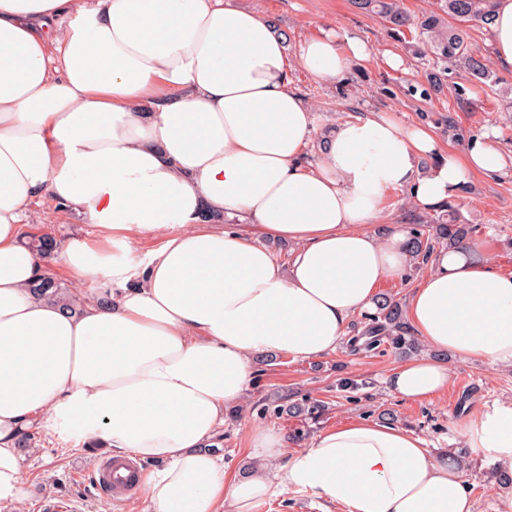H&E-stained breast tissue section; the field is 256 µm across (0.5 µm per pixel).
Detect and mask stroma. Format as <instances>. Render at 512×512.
I'll list each match as a JSON object with an SVG mask.
<instances>
[{
  "instance_id": "obj_1",
  "label": "stroma",
  "mask_w": 512,
  "mask_h": 512,
  "mask_svg": "<svg viewBox=\"0 0 512 512\" xmlns=\"http://www.w3.org/2000/svg\"><path fill=\"white\" fill-rule=\"evenodd\" d=\"M254 10L288 39L289 47L327 31L337 37H357L370 48L366 60L351 61L343 78L327 82L303 69H292L289 80L313 105L320 127L373 112H389L403 124H430L443 145L463 152L467 141L488 134L503 155V168L493 176L469 175L461 197L453 207L467 223L477 225L473 241L484 247L497 272L512 274V69L493 58L488 27L471 22L464 28L471 50L481 56L497 83L481 84L462 65L449 64L443 93L423 96L422 87L432 66L431 55L418 54L401 42L377 15L357 9L352 0H239ZM397 57L401 66L391 67ZM31 209L38 222L25 225V234H47L60 243L92 235L90 226L57 216L49 197L34 201ZM423 212L406 192L388 189L381 213L372 229L385 235L392 225L413 227ZM407 339L416 350L405 353L384 344L369 352L340 344L336 351L315 360H296L276 352L256 354L255 377L244 399L231 407L224 431L214 449L224 458L228 476L248 471L249 432L269 428L288 441L289 450L309 447L323 430L351 419L363 418L413 430L432 448L452 451L462 463L476 512H496L506 492L493 473L494 465L468 448L462 428L471 411L512 404V367L461 362L434 354L419 343L415 328ZM438 357L451 368L445 393L421 402H409L386 386L391 370L409 359ZM314 402L323 410L317 418L291 413L296 404ZM30 447L19 449V464L27 497L23 503L0 501V512H156L148 493L118 503L94 488L89 474L100 448L63 441L46 424L35 426ZM259 512H343L340 505H326L305 491L288 490L268 498Z\"/></svg>"
}]
</instances>
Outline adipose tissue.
<instances>
[{
  "mask_svg": "<svg viewBox=\"0 0 512 512\" xmlns=\"http://www.w3.org/2000/svg\"><path fill=\"white\" fill-rule=\"evenodd\" d=\"M490 42L512 66V0H495ZM368 55L330 34L289 51L234 0H0V500L24 499L19 432L42 418L164 462L144 479L157 512H257L291 488L348 512H475L448 451L405 427L358 418L293 453L257 429L243 479L210 447L255 354L335 352L377 285L405 277L406 226L371 230L385 190L430 211L502 166L487 136L458 154L387 112L318 130L290 71L333 81ZM44 195L94 229L61 260L111 303L72 313L32 292L44 260L23 226ZM155 236L136 258L134 239ZM270 237L293 243L287 269ZM408 315L429 348L512 367V275L478 245L437 249ZM448 379L447 365L415 359L388 388L419 401ZM463 434L512 471V405L474 411Z\"/></svg>",
  "mask_w": 512,
  "mask_h": 512,
  "instance_id": "1",
  "label": "adipose tissue"
}]
</instances>
